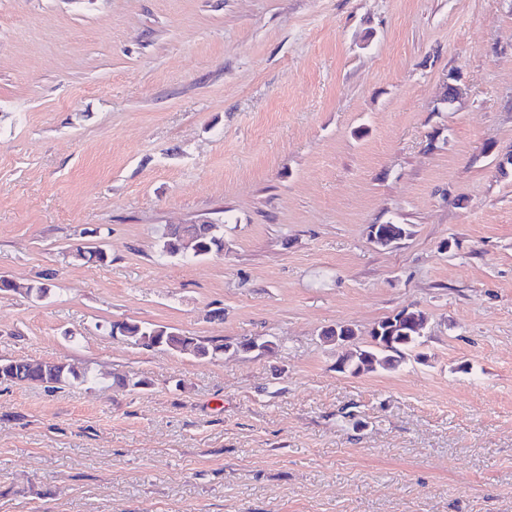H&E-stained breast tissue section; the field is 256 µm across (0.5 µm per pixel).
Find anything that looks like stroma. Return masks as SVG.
Masks as SVG:
<instances>
[{
	"mask_svg": "<svg viewBox=\"0 0 512 512\" xmlns=\"http://www.w3.org/2000/svg\"><path fill=\"white\" fill-rule=\"evenodd\" d=\"M510 153L512 0H0V357L98 376L0 382V512H512ZM410 305L416 354L337 371ZM197 238L189 241L185 237L171 233L168 228L162 236V255L182 258H204L224 250V231L220 224L209 222ZM112 335L122 336L144 349L165 348L201 360L223 357L224 348L229 347L224 340L188 336L175 328L138 321L112 322Z\"/></svg>",
	"mask_w": 512,
	"mask_h": 512,
	"instance_id": "obj_1",
	"label": "stroma"
}]
</instances>
